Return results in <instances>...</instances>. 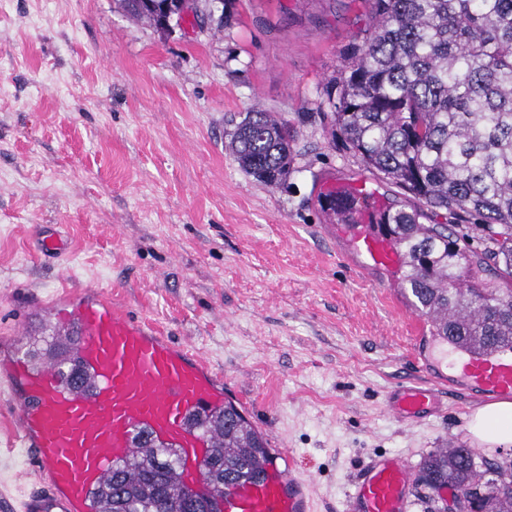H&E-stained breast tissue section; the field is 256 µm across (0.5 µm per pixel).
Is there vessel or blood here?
Returning <instances> with one entry per match:
<instances>
[{
    "label": "vessel or blood",
    "mask_w": 512,
    "mask_h": 512,
    "mask_svg": "<svg viewBox=\"0 0 512 512\" xmlns=\"http://www.w3.org/2000/svg\"><path fill=\"white\" fill-rule=\"evenodd\" d=\"M345 191L332 183L323 188L328 196ZM346 192L359 202L349 232L352 250L371 265L399 269L400 250L376 225L383 200L362 186ZM26 313L52 324L49 341L67 359L32 361L24 336L0 349V397L18 417L6 442L9 457L21 459L19 475L48 480L22 497L19 512H93L106 480L122 477L123 463L157 449L176 450L182 486L206 496L201 463L217 439L199 420L229 403L223 372L162 335L151 320L116 309L99 290L78 298L38 297ZM437 371L424 383L402 379L389 409L403 420L438 412L450 378L476 398L512 399V350L459 347L451 365ZM287 457L286 449L270 448L264 481L231 485L223 512H313L301 468L280 466ZM410 484L400 458L373 459L352 483L346 512H409Z\"/></svg>",
    "instance_id": "obj_1"
}]
</instances>
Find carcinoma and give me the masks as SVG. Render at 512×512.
Wrapping results in <instances>:
<instances>
[{
  "label": "carcinoma",
  "instance_id": "1",
  "mask_svg": "<svg viewBox=\"0 0 512 512\" xmlns=\"http://www.w3.org/2000/svg\"><path fill=\"white\" fill-rule=\"evenodd\" d=\"M369 27L350 43L327 82L324 125L340 134L366 168L409 195L390 206L382 229L402 249V288L431 323L479 350L489 338L512 348V0H364ZM126 13L155 25L180 22V0H121ZM227 148L257 181L278 185L294 164L288 121L254 108L230 134ZM479 217L478 224H440V215ZM477 231L484 249L460 243ZM492 263L500 288L476 268ZM201 425L224 436L209 470L210 510H219L230 478L254 480L268 458L264 437L224 409ZM476 453L436 448L420 464L431 490L468 499L487 488L484 512H512V463H474ZM128 481L100 493L99 512H188L161 450L126 466Z\"/></svg>",
  "mask_w": 512,
  "mask_h": 512
}]
</instances>
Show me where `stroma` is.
Wrapping results in <instances>:
<instances>
[{
    "label": "stroma",
    "instance_id": "stroma-1",
    "mask_svg": "<svg viewBox=\"0 0 512 512\" xmlns=\"http://www.w3.org/2000/svg\"><path fill=\"white\" fill-rule=\"evenodd\" d=\"M367 24L364 0H200L166 33L118 0H0V337L32 296L104 290L191 342L251 421L309 474L317 512H342L372 456L418 472L468 447L471 395L411 423L386 391L421 378L437 337L393 273L365 266L323 211L327 180L402 190L322 129L326 80ZM288 120L285 183L246 174L225 141L246 112ZM67 237L46 256L40 226Z\"/></svg>",
    "mask_w": 512,
    "mask_h": 512
}]
</instances>
